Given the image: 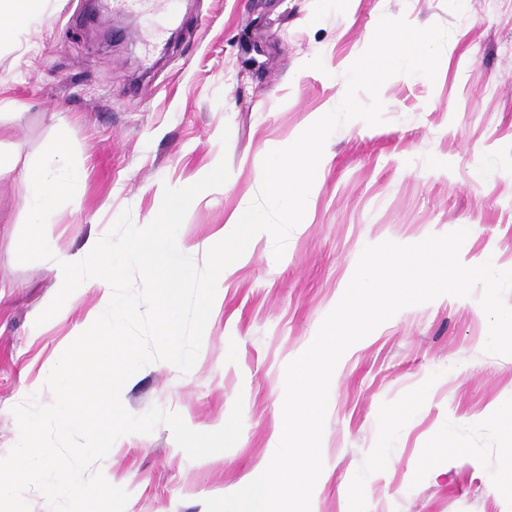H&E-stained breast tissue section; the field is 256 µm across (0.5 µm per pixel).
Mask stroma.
<instances>
[{
  "instance_id": "1",
  "label": "stroma",
  "mask_w": 512,
  "mask_h": 512,
  "mask_svg": "<svg viewBox=\"0 0 512 512\" xmlns=\"http://www.w3.org/2000/svg\"><path fill=\"white\" fill-rule=\"evenodd\" d=\"M171 22L113 19L105 0H40L0 45V458L19 439L15 406L50 404L47 377L99 295L78 288L37 324L62 281L16 259L28 211L19 173L57 132L84 174L56 210L58 253L76 255L122 211L146 224L165 187L219 161L227 182L195 200L179 234L202 243L258 195L253 164L336 108L344 74L382 16L450 31L437 76L380 89L384 122L328 139L302 222L282 259L259 243L224 284L193 369L156 362L122 403L181 414L198 432L243 402L229 450L191 459L166 425L119 438L92 466L125 488V512H206L278 446L286 365L344 294L365 246L468 229V256L512 269V0H180ZM228 144H221L222 132ZM483 177H475V170ZM481 289L409 306L352 345L331 379L323 470L311 512H512V355L486 353Z\"/></svg>"
}]
</instances>
